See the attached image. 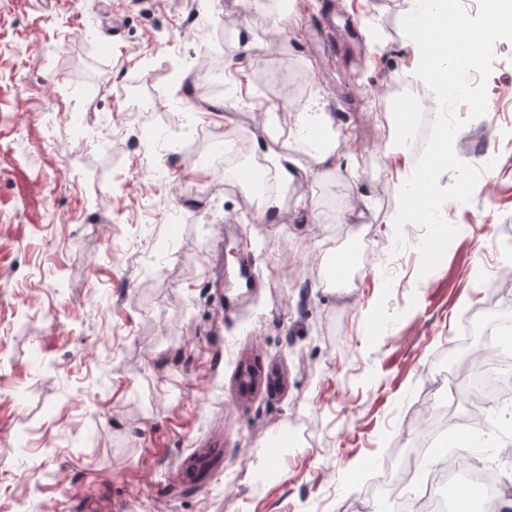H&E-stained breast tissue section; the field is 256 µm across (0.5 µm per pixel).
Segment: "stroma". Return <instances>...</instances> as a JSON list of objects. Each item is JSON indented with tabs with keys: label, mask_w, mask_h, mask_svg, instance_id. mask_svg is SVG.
I'll return each instance as SVG.
<instances>
[{
	"label": "stroma",
	"mask_w": 512,
	"mask_h": 512,
	"mask_svg": "<svg viewBox=\"0 0 512 512\" xmlns=\"http://www.w3.org/2000/svg\"><path fill=\"white\" fill-rule=\"evenodd\" d=\"M293 3L283 34L263 0H0V512H393L370 479L458 401L435 363L512 312V78L457 109L456 155L497 164L420 275L423 229L394 228L418 154L378 128L418 90L413 0ZM313 95L337 165L286 184ZM240 246L228 310L212 257Z\"/></svg>",
	"instance_id": "35a3bbf8"
}]
</instances>
